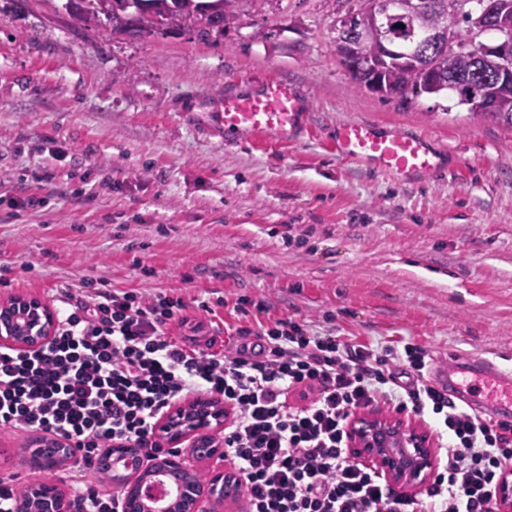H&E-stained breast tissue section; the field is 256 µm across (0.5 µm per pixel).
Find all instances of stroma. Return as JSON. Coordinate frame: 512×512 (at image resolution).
Returning a JSON list of instances; mask_svg holds the SVG:
<instances>
[{"label":"stroma","instance_id":"stroma-1","mask_svg":"<svg viewBox=\"0 0 512 512\" xmlns=\"http://www.w3.org/2000/svg\"><path fill=\"white\" fill-rule=\"evenodd\" d=\"M63 2L0 0L1 301L89 279L181 298L177 340L220 349L226 324L288 318L417 344L432 380L452 353L512 370V126L359 87L336 52L350 0H266L207 37L85 28ZM270 81L309 104L294 142L205 130L221 95ZM360 120L428 137L446 168L403 185L337 159V126ZM29 439L0 432L18 484L69 492L68 460L35 467Z\"/></svg>","mask_w":512,"mask_h":512}]
</instances>
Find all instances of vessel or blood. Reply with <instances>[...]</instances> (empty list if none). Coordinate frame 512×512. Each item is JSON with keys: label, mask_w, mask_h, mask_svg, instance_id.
I'll return each instance as SVG.
<instances>
[{"label": "vessel or blood", "mask_w": 512, "mask_h": 512, "mask_svg": "<svg viewBox=\"0 0 512 512\" xmlns=\"http://www.w3.org/2000/svg\"><path fill=\"white\" fill-rule=\"evenodd\" d=\"M210 128L231 141L239 136L252 140L288 142L295 138L306 116L305 103L295 86L283 81L267 83L252 93H227L212 108ZM337 157L377 174L393 175L412 185L444 167L443 153L427 137L381 132L373 124L354 121L338 126L334 139ZM448 387L465 403L492 416H512V372L488 361L449 359L444 371ZM152 463L138 458L128 466L124 458L112 459L116 477L147 475Z\"/></svg>", "instance_id": "vessel-or-blood-1"}]
</instances>
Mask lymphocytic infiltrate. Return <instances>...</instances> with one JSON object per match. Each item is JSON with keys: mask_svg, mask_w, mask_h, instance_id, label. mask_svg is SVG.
<instances>
[{"mask_svg": "<svg viewBox=\"0 0 512 512\" xmlns=\"http://www.w3.org/2000/svg\"><path fill=\"white\" fill-rule=\"evenodd\" d=\"M61 295L48 344L0 347V429L66 441L78 479L72 512H118L115 495L89 489L85 476L117 443L153 459L157 422L191 392L234 411L224 458L248 512H498L512 421L457 405L426 379L417 345L376 347L277 319L234 328L241 343L226 354L168 336L181 298L90 281ZM380 403L428 419L440 437L444 463L418 496L398 493L347 451L350 417Z\"/></svg>", "mask_w": 512, "mask_h": 512, "instance_id": "1", "label": "lymphocytic infiltrate"}]
</instances>
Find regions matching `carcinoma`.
<instances>
[{
    "mask_svg": "<svg viewBox=\"0 0 512 512\" xmlns=\"http://www.w3.org/2000/svg\"><path fill=\"white\" fill-rule=\"evenodd\" d=\"M266 0H66L70 16L83 25L109 26L114 33L148 35L160 29H193L202 36L224 30L238 17L237 6L261 7ZM352 14L365 26L362 37L350 41L348 50L366 63L379 58L381 42L387 38L394 52L375 71L369 67L352 70L361 86L375 80L383 96L416 94L440 95L456 91L458 82L469 78L482 84L485 111L468 106L471 114L488 116L512 126V71L501 69L499 57L482 55L485 32L499 35L496 45L512 34V0H458L453 23H448V0H438L439 9L418 11L417 0L404 6L383 8L378 0H357Z\"/></svg>",
    "mask_w": 512,
    "mask_h": 512,
    "instance_id": "cac0c4a2",
    "label": "carcinoma"
}]
</instances>
